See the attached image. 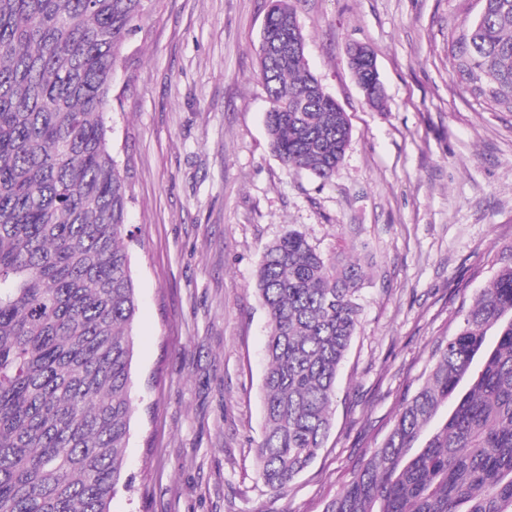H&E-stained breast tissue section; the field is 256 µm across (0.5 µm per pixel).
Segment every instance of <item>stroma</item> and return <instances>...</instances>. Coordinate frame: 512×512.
<instances>
[{"label":"stroma","mask_w":512,"mask_h":512,"mask_svg":"<svg viewBox=\"0 0 512 512\" xmlns=\"http://www.w3.org/2000/svg\"><path fill=\"white\" fill-rule=\"evenodd\" d=\"M310 71L347 113L335 177L271 152L256 49L270 0H152L112 79V153L132 185L134 412L111 512H323L384 438L469 301L512 258V112L457 82L465 0H292ZM373 54L385 104L347 65ZM368 275L333 426L279 495L258 477L268 317L255 290L288 228Z\"/></svg>","instance_id":"35a3bbf8"}]
</instances>
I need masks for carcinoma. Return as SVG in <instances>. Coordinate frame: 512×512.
Returning <instances> with one entry per match:
<instances>
[{
	"mask_svg": "<svg viewBox=\"0 0 512 512\" xmlns=\"http://www.w3.org/2000/svg\"><path fill=\"white\" fill-rule=\"evenodd\" d=\"M148 0H0V512H110L133 414L131 199L105 112ZM451 33L456 79L512 112V0H480ZM288 0L258 48L267 133L288 169L329 181L351 140L305 64ZM348 65L381 108L372 51ZM471 69L488 78L479 91ZM361 266L296 229L268 244L256 290L269 322L259 476L273 494L317 458L359 325ZM420 388L324 512H512V263L436 344Z\"/></svg>",
	"mask_w": 512,
	"mask_h": 512,
	"instance_id": "1",
	"label": "carcinoma"
}]
</instances>
